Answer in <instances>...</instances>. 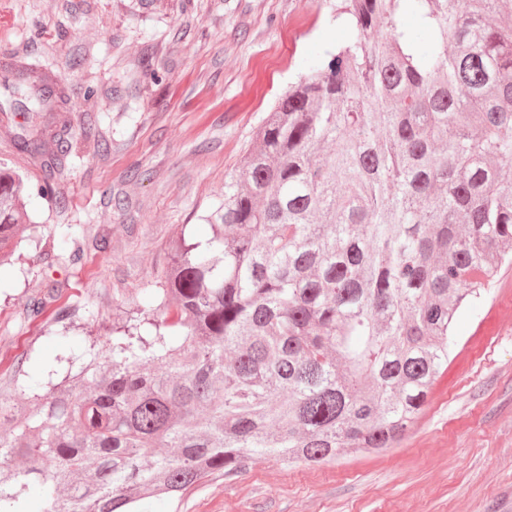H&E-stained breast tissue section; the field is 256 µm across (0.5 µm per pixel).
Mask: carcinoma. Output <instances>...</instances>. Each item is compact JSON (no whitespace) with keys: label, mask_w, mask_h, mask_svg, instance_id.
Listing matches in <instances>:
<instances>
[{"label":"carcinoma","mask_w":512,"mask_h":512,"mask_svg":"<svg viewBox=\"0 0 512 512\" xmlns=\"http://www.w3.org/2000/svg\"><path fill=\"white\" fill-rule=\"evenodd\" d=\"M335 19L346 43L270 112L108 359L14 407L0 512H130L252 457L392 448L422 415L456 313L512 254V0H340ZM56 124L14 134L53 180ZM25 190L0 166L1 260Z\"/></svg>","instance_id":"carcinoma-1"}]
</instances>
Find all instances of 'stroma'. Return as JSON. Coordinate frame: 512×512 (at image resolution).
<instances>
[{"label": "stroma", "instance_id": "obj_1", "mask_svg": "<svg viewBox=\"0 0 512 512\" xmlns=\"http://www.w3.org/2000/svg\"><path fill=\"white\" fill-rule=\"evenodd\" d=\"M337 0H0V102L21 68L51 72L72 149L59 182L0 111V165L42 226L0 267V396L24 371L60 382L63 327L107 337L157 287L171 247L200 235L258 128L299 75L344 39ZM109 149L95 151L83 129ZM80 248L81 263L69 254ZM138 512H512V264L457 318L448 368L393 448L320 466L249 460Z\"/></svg>", "mask_w": 512, "mask_h": 512}]
</instances>
